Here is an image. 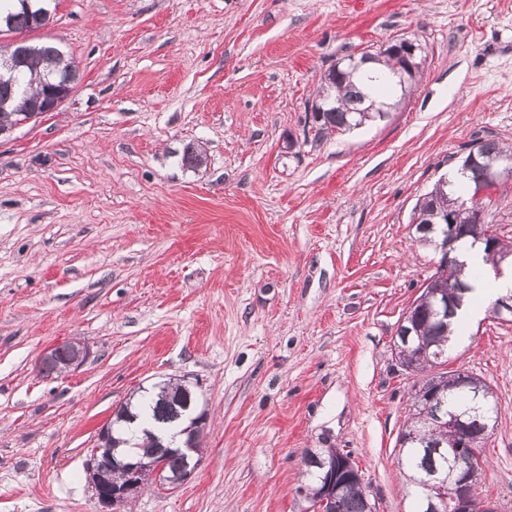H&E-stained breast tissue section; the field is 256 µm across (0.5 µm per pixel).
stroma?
Returning a JSON list of instances; mask_svg holds the SVG:
<instances>
[{
  "label": "stroma",
  "mask_w": 512,
  "mask_h": 512,
  "mask_svg": "<svg viewBox=\"0 0 512 512\" xmlns=\"http://www.w3.org/2000/svg\"><path fill=\"white\" fill-rule=\"evenodd\" d=\"M397 37L427 55L399 110L306 139L329 67ZM25 38L80 80L0 141V512H100L88 448L170 378L207 413L199 464L122 512H310V448L411 512L392 338L437 260L412 209L472 143H512V0H57ZM464 329L453 358L498 403L478 493L512 512V322ZM74 339L87 362L40 374Z\"/></svg>",
  "instance_id": "obj_1"
}]
</instances>
